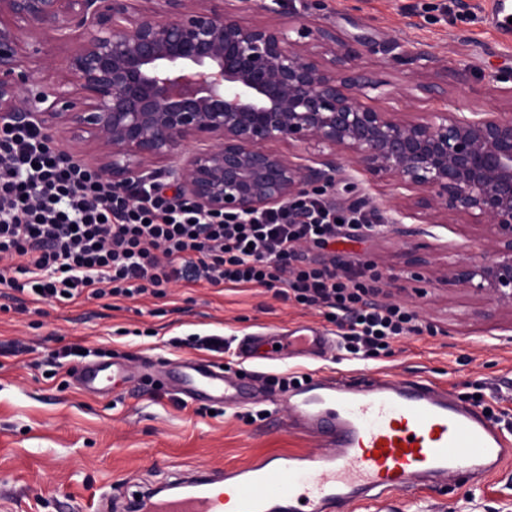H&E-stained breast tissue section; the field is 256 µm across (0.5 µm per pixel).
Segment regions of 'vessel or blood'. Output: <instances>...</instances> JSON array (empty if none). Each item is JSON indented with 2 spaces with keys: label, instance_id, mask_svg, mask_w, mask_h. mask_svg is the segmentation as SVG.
Returning <instances> with one entry per match:
<instances>
[{
  "label": "vessel or blood",
  "instance_id": "b4317fda",
  "mask_svg": "<svg viewBox=\"0 0 512 512\" xmlns=\"http://www.w3.org/2000/svg\"><path fill=\"white\" fill-rule=\"evenodd\" d=\"M494 24L512 38V0H496ZM269 337L236 345L238 362L260 358ZM336 345L326 330L301 326L281 336L276 361L318 356ZM166 390L188 402L238 409L263 403L268 416L288 405L293 424L320 441L318 452H275L221 472L199 471L112 501L130 512H337L350 503L389 512L399 492L434 489L469 467L488 480L512 463V431L474 407L457 404L429 380L395 382L386 376L312 378L285 394H257L223 363L184 359L162 371Z\"/></svg>",
  "mask_w": 512,
  "mask_h": 512
}]
</instances>
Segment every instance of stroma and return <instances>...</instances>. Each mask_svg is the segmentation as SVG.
<instances>
[{"label": "stroma", "mask_w": 512, "mask_h": 512, "mask_svg": "<svg viewBox=\"0 0 512 512\" xmlns=\"http://www.w3.org/2000/svg\"><path fill=\"white\" fill-rule=\"evenodd\" d=\"M469 2L464 10L457 0H278L277 10L280 20L296 17L308 32L329 29L364 49L362 63L378 78L415 90L410 111L435 110V99L419 91L432 84L483 111L494 76L512 71V39L490 24L494 0ZM393 41L425 51L426 59L393 61L386 51ZM325 198L340 209L374 213L376 220L327 248L311 249L309 258L374 264L382 275L377 302L406 304L435 331L361 360H255L244 370L258 377L426 378L461 403L490 407L512 426V313L442 276L456 258L484 253V231L464 224L418 226L409 219L405 226L417 228V235L391 232L390 181L351 167ZM299 325L334 328L318 310L257 286L182 281L162 298L65 302L17 301L0 288V512H93L115 484L136 492L180 473L224 470L256 454L314 451L317 439L292 428L285 411L269 421L253 406L186 405L134 383L102 398L83 392L74 377L86 359L118 361L135 374L148 358L196 356L184 344L193 336H280ZM67 347L82 350V357L65 358L59 368L50 364V354ZM467 479L463 473L437 489L398 493L394 512H512V464L471 493Z\"/></svg>", "instance_id": "obj_1"}]
</instances>
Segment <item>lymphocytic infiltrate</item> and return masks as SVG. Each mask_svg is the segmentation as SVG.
I'll use <instances>...</instances> for the list:
<instances>
[{
  "label": "lymphocytic infiltrate",
  "instance_id": "lymphocytic-infiltrate-1",
  "mask_svg": "<svg viewBox=\"0 0 512 512\" xmlns=\"http://www.w3.org/2000/svg\"><path fill=\"white\" fill-rule=\"evenodd\" d=\"M370 222L317 196L210 215L160 187L113 188L49 146L39 128L0 127V286L37 301L160 297L182 280L277 286L284 299L323 310L340 350L376 355L423 333L417 313L377 302L382 275L373 266L339 267L303 253Z\"/></svg>",
  "mask_w": 512,
  "mask_h": 512
}]
</instances>
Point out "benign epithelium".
<instances>
[{
  "label": "benign epithelium",
  "instance_id": "obj_1",
  "mask_svg": "<svg viewBox=\"0 0 512 512\" xmlns=\"http://www.w3.org/2000/svg\"><path fill=\"white\" fill-rule=\"evenodd\" d=\"M0 0V125L37 124L93 144L95 170L124 187L191 140L208 145L170 172L210 214H245L325 194L344 163L392 181L401 205L387 222L462 221L492 249L462 257L448 281L512 311V112L489 89L477 112L440 86L443 108L380 112L371 96L407 92L358 64L362 53L320 30L292 39L291 22L240 21L266 0ZM73 43L61 59L54 46ZM315 146L298 162L274 148Z\"/></svg>",
  "mask_w": 512,
  "mask_h": 512
}]
</instances>
